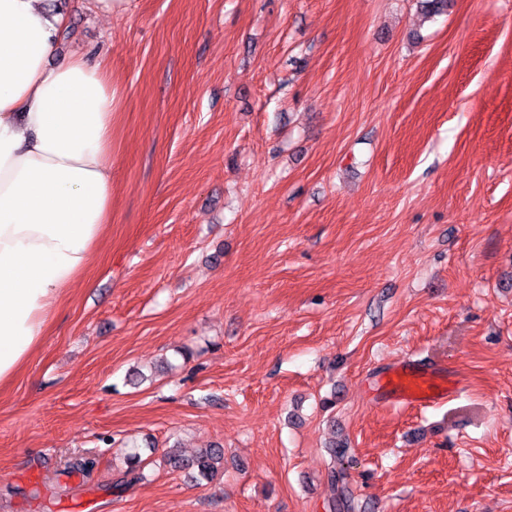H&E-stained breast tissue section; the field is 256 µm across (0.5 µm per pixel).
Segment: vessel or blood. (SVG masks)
<instances>
[{"instance_id":"vessel-or-blood-1","label":"vessel or blood","mask_w":512,"mask_h":512,"mask_svg":"<svg viewBox=\"0 0 512 512\" xmlns=\"http://www.w3.org/2000/svg\"><path fill=\"white\" fill-rule=\"evenodd\" d=\"M442 381L440 373L433 369L398 366L386 383L390 392L387 402L401 410L440 403L448 394Z\"/></svg>"}]
</instances>
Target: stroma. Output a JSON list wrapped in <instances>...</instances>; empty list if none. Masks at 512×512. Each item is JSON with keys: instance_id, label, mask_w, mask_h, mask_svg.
Here are the masks:
<instances>
[{"instance_id": "stroma-1", "label": "stroma", "mask_w": 512, "mask_h": 512, "mask_svg": "<svg viewBox=\"0 0 512 512\" xmlns=\"http://www.w3.org/2000/svg\"><path fill=\"white\" fill-rule=\"evenodd\" d=\"M51 2L112 220L0 386V512H330L333 428L355 512H512V0ZM402 364L447 399L384 407ZM222 452L220 449L209 448L199 452L190 458L169 456V462L174 468L196 473V478L213 480L219 472L218 464L221 462Z\"/></svg>"}]
</instances>
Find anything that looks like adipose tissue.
<instances>
[{"instance_id": "obj_1", "label": "adipose tissue", "mask_w": 512, "mask_h": 512, "mask_svg": "<svg viewBox=\"0 0 512 512\" xmlns=\"http://www.w3.org/2000/svg\"><path fill=\"white\" fill-rule=\"evenodd\" d=\"M62 23L42 0H0V384L37 350L112 217V74L82 55L51 64Z\"/></svg>"}]
</instances>
